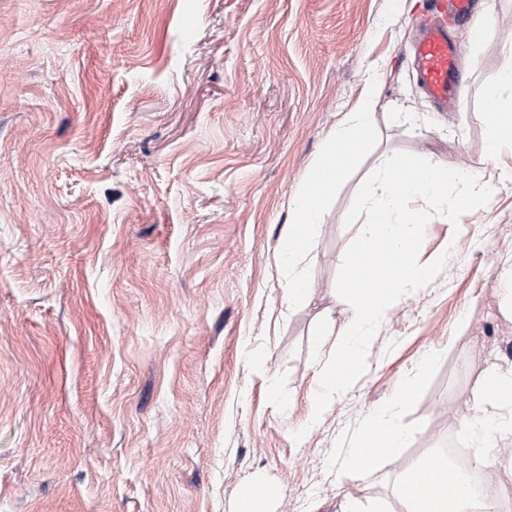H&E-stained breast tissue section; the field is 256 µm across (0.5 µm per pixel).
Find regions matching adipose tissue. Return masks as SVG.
<instances>
[{
  "instance_id": "ef3b65f1",
  "label": "adipose tissue",
  "mask_w": 512,
  "mask_h": 512,
  "mask_svg": "<svg viewBox=\"0 0 512 512\" xmlns=\"http://www.w3.org/2000/svg\"><path fill=\"white\" fill-rule=\"evenodd\" d=\"M372 105L373 98L368 95L353 111L341 114L327 135L324 154L312 163L288 198L291 220L278 260L287 282L289 307L306 302L312 292L306 259L323 222L327 199L347 177L354 156L372 145ZM481 105L489 123L487 157L512 155L511 60L505 61L485 84ZM463 428L478 446L492 444V456H499L500 451L494 446L497 436L512 432V369H489L478 377ZM409 437L390 405L377 407L366 417L359 440L344 449L341 466L353 475L365 473L380 456L403 447ZM402 486L405 512H491L490 506L476 501L465 474L436 458L406 466Z\"/></svg>"
}]
</instances>
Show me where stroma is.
<instances>
[{
    "label": "stroma",
    "instance_id": "stroma-1",
    "mask_svg": "<svg viewBox=\"0 0 512 512\" xmlns=\"http://www.w3.org/2000/svg\"><path fill=\"white\" fill-rule=\"evenodd\" d=\"M454 36L465 105L437 111L406 64L423 0H0V512H403L405 466L463 438L478 374L512 363V158L484 155L483 86L512 52V0ZM377 138L327 204L292 312L277 256L288 197L371 76ZM469 165L492 188L433 216L454 243L382 320L368 369L308 421L348 320L345 225L379 156ZM263 371H256L255 362ZM410 440L370 472L338 455L393 402ZM305 430L295 440L297 430Z\"/></svg>",
    "mask_w": 512,
    "mask_h": 512
}]
</instances>
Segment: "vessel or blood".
I'll list each match as a JSON object with an SVG mask.
<instances>
[{
  "label": "vessel or blood",
  "mask_w": 512,
  "mask_h": 512,
  "mask_svg": "<svg viewBox=\"0 0 512 512\" xmlns=\"http://www.w3.org/2000/svg\"><path fill=\"white\" fill-rule=\"evenodd\" d=\"M473 6L474 0H429L433 18L411 51L410 62L421 88L443 107L457 99L463 84L460 49L448 34V23L469 17Z\"/></svg>",
  "instance_id": "vessel-or-blood-1"
}]
</instances>
